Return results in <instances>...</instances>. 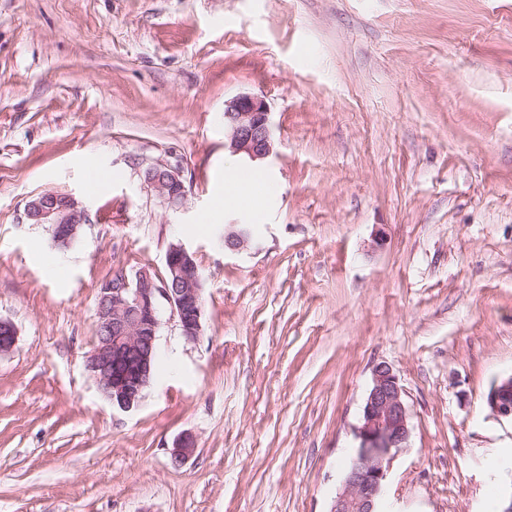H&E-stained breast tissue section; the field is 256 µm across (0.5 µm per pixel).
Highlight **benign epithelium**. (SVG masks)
<instances>
[{
  "label": "benign epithelium",
  "instance_id": "7a95c632",
  "mask_svg": "<svg viewBox=\"0 0 512 512\" xmlns=\"http://www.w3.org/2000/svg\"><path fill=\"white\" fill-rule=\"evenodd\" d=\"M224 147L261 164L274 153L270 106L266 97L241 93L224 102ZM146 186L163 204L178 207L187 195L180 170L166 161H156L142 171ZM26 220L51 224L68 232L57 242L70 244L78 229L89 223L85 205L67 193L46 192L27 202ZM252 244V233L244 224L224 225V247L244 251ZM172 284L156 281L148 267L134 277H113L102 293L111 309L99 313L97 342L86 358L85 368L100 391L121 409H130L143 398L150 384L151 360L157 354L162 306L167 304L177 318L181 335L196 342L201 332L202 278L198 264L183 244H172L165 256ZM486 405L497 417L512 419V377L503 379L486 395ZM359 445L343 475L330 512H380L391 461L407 447L410 413L403 388L393 369L378 363L372 368L371 384L353 427ZM190 434L173 443L171 457L184 463L194 453Z\"/></svg>",
  "mask_w": 512,
  "mask_h": 512
}]
</instances>
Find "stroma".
I'll return each instance as SVG.
<instances>
[{"label": "stroma", "mask_w": 512, "mask_h": 512, "mask_svg": "<svg viewBox=\"0 0 512 512\" xmlns=\"http://www.w3.org/2000/svg\"><path fill=\"white\" fill-rule=\"evenodd\" d=\"M247 92L270 188L199 226ZM157 160L179 209L143 182ZM48 191L88 210L69 248L24 217ZM173 243L200 337L163 314L122 411L85 370L98 287L163 275ZM0 318V512H329L380 362L411 414L383 512L511 504L512 421L484 397L512 376V0H0ZM270 106L264 95L241 93L224 103V147L261 164L274 153ZM146 186L155 192L164 205L178 207L187 195L180 170L167 161H156L142 171ZM252 244V233L244 224H228L224 227V248L244 251Z\"/></svg>", "instance_id": "35a3bbf8"}]
</instances>
